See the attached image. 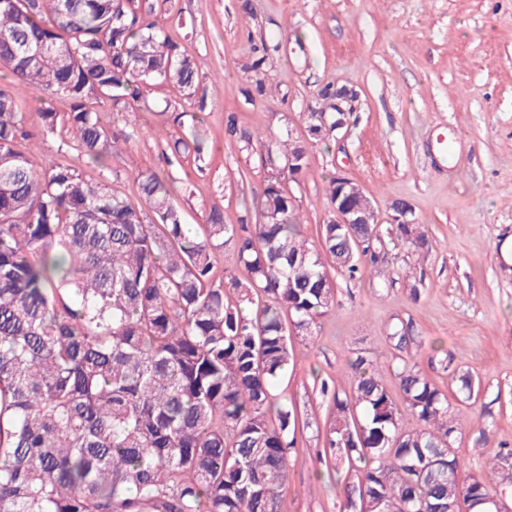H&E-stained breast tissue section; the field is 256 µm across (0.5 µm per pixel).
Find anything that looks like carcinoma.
<instances>
[{
	"label": "carcinoma",
	"instance_id": "obj_1",
	"mask_svg": "<svg viewBox=\"0 0 512 512\" xmlns=\"http://www.w3.org/2000/svg\"><path fill=\"white\" fill-rule=\"evenodd\" d=\"M150 0H0V512H284L298 414L275 393L292 340L336 306L330 271L352 279L377 263L379 225L335 224L309 244L288 184L307 168L286 136H243L272 159L256 220L224 223L212 207L195 235L175 182L151 171L139 201L83 177L74 156L120 157L134 132L94 104L152 110L148 86L177 91L167 139L200 160L205 105L195 60L165 32ZM37 85V127L17 98ZM64 129L41 171L22 149ZM398 239L429 245L407 213ZM230 245L238 272L216 273ZM409 420L377 360L349 359L333 393L326 452L356 478L346 512H484L512 488V448L486 449L489 476L459 480L450 411L414 356H392ZM276 415L271 421L270 414Z\"/></svg>",
	"mask_w": 512,
	"mask_h": 512
}]
</instances>
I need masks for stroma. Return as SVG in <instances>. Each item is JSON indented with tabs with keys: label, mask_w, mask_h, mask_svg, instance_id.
<instances>
[{
	"label": "stroma",
	"mask_w": 512,
	"mask_h": 512,
	"mask_svg": "<svg viewBox=\"0 0 512 512\" xmlns=\"http://www.w3.org/2000/svg\"><path fill=\"white\" fill-rule=\"evenodd\" d=\"M166 30L199 66L203 161L168 162L156 114L101 102L109 124L137 135L112 165L83 167L87 178L132 197L124 171L152 170L175 178L186 223H205L215 205L225 223L251 222L266 171L239 136L288 133L309 146L308 168L289 185L309 239L328 217L325 187L339 174L361 185L380 217L382 271L364 265L353 280L335 272V309L294 338V369L275 384L305 423L288 453L287 512H339L345 500V472L324 450L333 402L321 386L346 382L352 353L378 358L403 405L388 361L399 350L396 324L409 330L399 351L416 356L451 410L470 420L454 442L461 479L484 474L483 450L512 446V265L501 255L512 236V0H174ZM261 43L270 63L258 75L247 65ZM259 77L267 96L253 89ZM327 84L353 87L358 101L346 135L314 144L306 116ZM441 134L450 155L435 147ZM397 202L424 227L428 249L398 241ZM460 369L474 379L475 401L458 391Z\"/></svg>",
	"instance_id": "stroma-1"
}]
</instances>
